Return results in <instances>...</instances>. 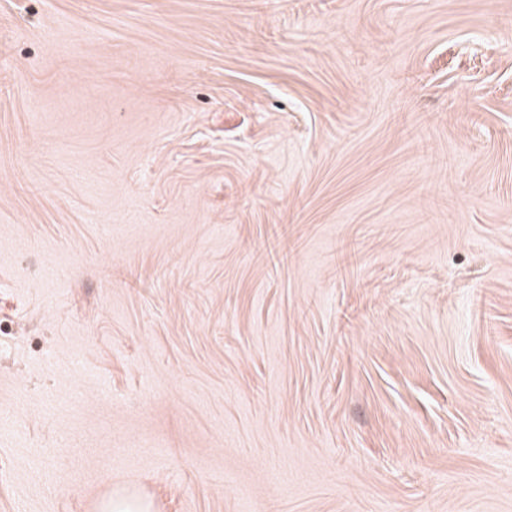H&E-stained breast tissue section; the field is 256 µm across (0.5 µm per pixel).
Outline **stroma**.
<instances>
[{
    "label": "stroma",
    "instance_id": "stroma-1",
    "mask_svg": "<svg viewBox=\"0 0 512 512\" xmlns=\"http://www.w3.org/2000/svg\"><path fill=\"white\" fill-rule=\"evenodd\" d=\"M512 512V0H0V512Z\"/></svg>",
    "mask_w": 512,
    "mask_h": 512
}]
</instances>
